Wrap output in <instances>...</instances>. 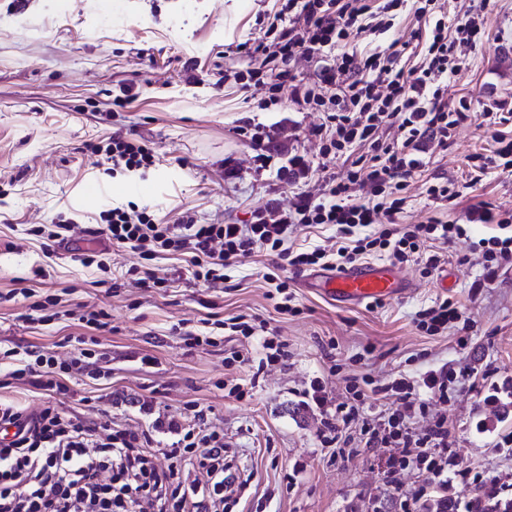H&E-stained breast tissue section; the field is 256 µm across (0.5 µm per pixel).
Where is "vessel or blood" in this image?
<instances>
[{
  "label": "vessel or blood",
  "instance_id": "vessel-or-blood-1",
  "mask_svg": "<svg viewBox=\"0 0 512 512\" xmlns=\"http://www.w3.org/2000/svg\"><path fill=\"white\" fill-rule=\"evenodd\" d=\"M320 293L336 304L355 305L404 294L407 283L377 262H362L345 269H328L312 277Z\"/></svg>",
  "mask_w": 512,
  "mask_h": 512
}]
</instances>
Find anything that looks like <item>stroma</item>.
I'll list each match as a JSON object with an SVG mask.
<instances>
[{
  "label": "stroma",
  "mask_w": 512,
  "mask_h": 512,
  "mask_svg": "<svg viewBox=\"0 0 512 512\" xmlns=\"http://www.w3.org/2000/svg\"><path fill=\"white\" fill-rule=\"evenodd\" d=\"M285 0H26L13 9L0 0V348L57 351L65 337L85 335L70 311L102 307L112 329L103 333L97 366L100 379H69L64 396H47L19 381L0 384V398L27 411L44 404L114 429L145 433L147 452L167 467L166 448L181 428L217 430L236 455V502L224 512H395L385 495L381 457L349 445L348 460L333 461L322 445V416L306 407L301 393L320 378L331 402L343 401L345 384L333 373L387 384L431 365L448 363L496 368L499 385L512 383V270L488 287H477L482 269L476 247L491 229L471 225L467 238L448 248V261L426 275L416 264L397 265L410 281L401 296L379 304L339 306L292 273L289 291L297 315H283L263 279L276 256L258 250L226 270L224 285L209 290L193 279L184 255L162 253L153 267L169 287L144 291L104 283L96 268L73 252H46L41 239L20 240V224H48L57 214L92 226L115 206L147 209L166 224L185 215L196 223L250 221L269 204H291L295 194L314 191L318 179L343 177L342 161L323 162L311 129L319 117L297 111L289 99L269 110L224 78L225 63L246 68L236 45L257 41ZM485 37L469 66L448 84L449 99L472 100L474 116L458 128L447 151L434 154L426 177L457 181L462 195L444 210L451 222L485 203L512 210V173L478 171L470 157L494 147L483 124L484 107L512 113V0H488ZM132 99L118 107L121 87ZM263 124L274 162L259 160L239 134L248 121ZM150 141L161 162L137 175L98 166L86 142H105L113 132ZM306 154L307 178L288 182L277 166L291 153ZM237 167V178L225 175ZM45 276H36V269ZM30 289L24 299L21 289ZM53 294L57 318L24 322L30 300ZM457 301L469 327L449 325L436 336L419 331L414 316L440 298ZM246 315L267 321L287 343L285 362L230 364L227 350L241 337L222 323ZM211 337L188 347L177 327L183 321ZM466 346H459L460 337ZM239 383L243 397L230 395ZM452 445L466 465L500 475L512 484V455L494 446L490 430L512 426L500 419L470 383L448 407ZM489 431L477 433L478 422Z\"/></svg>",
  "instance_id": "1"
}]
</instances>
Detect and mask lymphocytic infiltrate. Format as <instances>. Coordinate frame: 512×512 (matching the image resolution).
Returning <instances> with one entry per match:
<instances>
[{"instance_id":"1","label":"lymphocytic infiltrate","mask_w":512,"mask_h":512,"mask_svg":"<svg viewBox=\"0 0 512 512\" xmlns=\"http://www.w3.org/2000/svg\"><path fill=\"white\" fill-rule=\"evenodd\" d=\"M404 16L418 25L416 50L393 44L376 48V40ZM482 36L474 13L449 23L438 0H286L265 38L237 45L250 68L229 67L224 75L244 90L261 92L260 109L287 93L299 111L319 113L312 133L320 153L348 164L346 176L325 178L318 194H298L288 207L255 211L248 224H197L190 218L163 224L147 211L114 207L102 212L96 235L142 256L187 254L194 279L208 289L223 287L226 269L263 249L278 258L263 278L282 294L288 288L282 275L287 266L340 268L378 255L423 263L430 273L447 262L445 245L466 236L469 225L492 224L496 232L482 239L480 264L484 280H494L512 269L511 211L475 207L464 224L447 223L434 213L418 224L398 221L414 176L435 150H447L455 129L472 116L470 101L450 102L447 88L467 68ZM360 40L372 41V48L352 51ZM302 58L314 66L307 79L295 69ZM88 148L128 172L158 161L153 147L119 132L110 143L92 142ZM320 224L335 226L334 243L293 247L299 232ZM107 317L101 309L81 315L93 334L73 337L67 358L9 348L0 350V367L35 389L67 394V379L97 376L96 333L106 329ZM493 375L490 369L479 374L444 364L368 390L358 377H345L347 398L334 406L317 381L303 397L324 414L326 432L339 435L356 426L366 447L383 451L385 490L399 496L401 512H431L434 503L443 512H495L503 483L488 474L468 487L446 418L422 433L411 426L427 399L448 404L459 384ZM385 390L398 397V406L366 418L369 396ZM9 426L15 429L12 437H0V512H130L143 501L157 512H224V498L234 492L225 479L231 464L224 457V437L215 430H187L169 448L168 457L178 461L194 448L206 449L198 465L208 476L207 486L185 490L175 468H159L135 432L67 417L50 405L29 414L0 400V428ZM407 469L426 472L427 478L404 497L395 476Z\"/></svg>"}]
</instances>
